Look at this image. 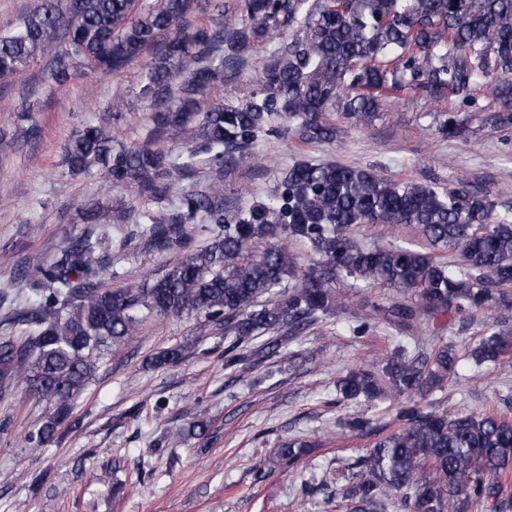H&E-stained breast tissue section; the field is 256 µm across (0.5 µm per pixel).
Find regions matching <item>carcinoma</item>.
<instances>
[{
  "instance_id": "cac0c4a2",
  "label": "carcinoma",
  "mask_w": 512,
  "mask_h": 512,
  "mask_svg": "<svg viewBox=\"0 0 512 512\" xmlns=\"http://www.w3.org/2000/svg\"><path fill=\"white\" fill-rule=\"evenodd\" d=\"M471 18L457 0H38L0 31V81L19 78L47 60L57 86L81 75H110L142 66L140 95L156 106L152 141L116 147L109 118L77 127L64 145L76 173L98 172L113 184L127 179L160 199L169 182L186 175L205 150L240 165L243 149L261 135L288 132L290 119L321 140L336 128L319 122L333 109L367 123L377 93L424 89L459 94L481 79L512 106V0H475ZM299 27L296 39L262 64L255 88L236 105L208 101L224 83V68L270 33ZM160 46L157 57L144 53ZM171 131L187 135L174 156L153 148ZM91 210L87 227L68 240L54 260L33 274L40 299L14 312L23 326L0 336V398L17 388L49 403L43 421L25 435L44 447L63 428L76 426L74 398L97 361L112 346L137 335L142 312L197 316L224 328V368L249 357H271L282 341L343 307L336 279L393 288L418 306L371 305L354 333L381 319L404 326L428 311L471 315L495 307L499 321L512 317V218L494 216L484 196L464 191L444 196L431 185L397 183L371 168L299 163L284 174L272 204L245 214H224V184L184 193L174 212L147 215L142 238L172 251L186 225H215L209 243L176 261L159 278L112 288V266L100 255ZM357 224H415L434 248L455 250L461 270L405 247H367L351 235ZM309 246L315 260L298 265L288 243ZM476 366L512 357V332L492 330L468 351ZM459 359L450 343L428 353L399 343L379 367L358 365L341 376L347 401L403 398L399 427L376 440L356 461L358 473L340 474L336 487L351 512H387L400 496L408 512H512V421L499 412L449 414L422 404L445 387ZM307 444L290 440L277 449L293 464Z\"/></svg>"
}]
</instances>
